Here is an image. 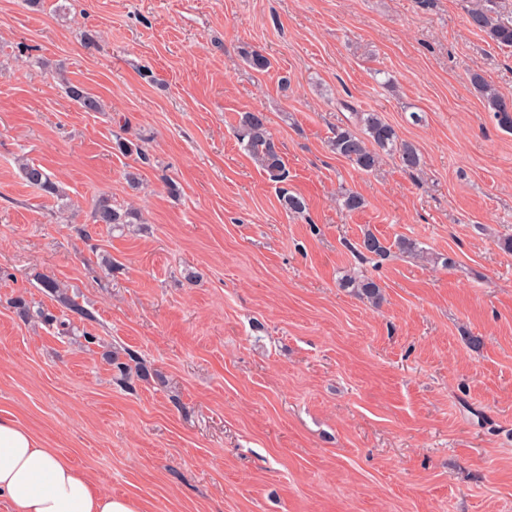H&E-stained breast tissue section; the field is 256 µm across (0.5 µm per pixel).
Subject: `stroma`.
Returning <instances> with one entry per match:
<instances>
[{
  "instance_id": "obj_1",
  "label": "stroma",
  "mask_w": 512,
  "mask_h": 512,
  "mask_svg": "<svg viewBox=\"0 0 512 512\" xmlns=\"http://www.w3.org/2000/svg\"><path fill=\"white\" fill-rule=\"evenodd\" d=\"M477 9L512 0H0V411L144 512H512V133L469 83L512 100V48ZM342 100L421 167L333 153ZM248 111L305 212L238 144ZM102 195L139 221L93 223ZM367 232L421 253L359 256ZM42 275L92 315L71 335L20 315L62 314ZM468 22L484 32L498 47L512 48V19L505 20L491 10H476L469 14ZM23 178L31 186L38 188L47 196L60 195V188L53 175L35 164L23 163L21 167ZM342 288H352L354 295L366 299L375 305H379L382 300V290L380 286L368 277H352L342 279Z\"/></svg>"
}]
</instances>
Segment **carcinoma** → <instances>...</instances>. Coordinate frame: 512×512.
Returning a JSON list of instances; mask_svg holds the SVG:
<instances>
[{
    "mask_svg": "<svg viewBox=\"0 0 512 512\" xmlns=\"http://www.w3.org/2000/svg\"><path fill=\"white\" fill-rule=\"evenodd\" d=\"M469 24L484 32L499 47L512 48V20H505L491 10H476L469 14ZM244 59L249 67L256 71H265L271 67L270 59L258 50H244ZM471 86L479 92L488 107L494 112L501 129L512 132V101L496 94L490 87L485 76L473 71L469 74ZM66 93L71 100L82 108L99 112L100 102L78 86L69 84ZM340 106L355 115L362 126V133L350 127H338L329 140V146L336 155L346 159L357 170L363 173L373 171L380 163L382 154L397 152L403 165L416 169L421 165V155L417 148L399 138L395 128L387 123L377 112H358L346 103ZM237 140L242 149L261 167L268 179L281 185L279 201L289 213H302L307 208L304 197L293 194L283 187L288 181L289 172L282 151L274 139L267 117L262 112H245L240 116L237 127ZM23 178L30 185L38 188L47 196L60 195V188L53 175L35 164L24 163L21 167ZM133 212L120 210L110 203L109 199H99L92 210V221L95 224H107L117 227L131 223ZM391 247L385 245L372 233L364 234L358 244L357 252L382 257L390 253ZM341 287L350 288L354 295L378 305L382 302L380 286L368 277H348L342 280Z\"/></svg>",
    "mask_w": 512,
    "mask_h": 512,
    "instance_id": "obj_1",
    "label": "carcinoma"
}]
</instances>
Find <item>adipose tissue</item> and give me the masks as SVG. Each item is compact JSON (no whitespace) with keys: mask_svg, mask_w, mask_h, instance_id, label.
I'll return each instance as SVG.
<instances>
[{"mask_svg":"<svg viewBox=\"0 0 512 512\" xmlns=\"http://www.w3.org/2000/svg\"><path fill=\"white\" fill-rule=\"evenodd\" d=\"M0 499L11 512H144L140 500L101 492L68 458L0 412Z\"/></svg>","mask_w":512,"mask_h":512,"instance_id":"1","label":"adipose tissue"}]
</instances>
